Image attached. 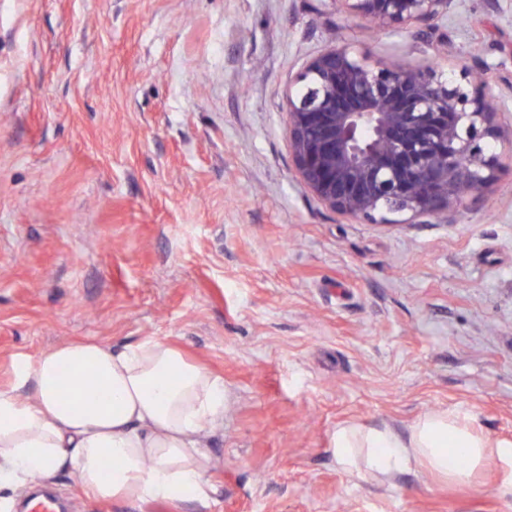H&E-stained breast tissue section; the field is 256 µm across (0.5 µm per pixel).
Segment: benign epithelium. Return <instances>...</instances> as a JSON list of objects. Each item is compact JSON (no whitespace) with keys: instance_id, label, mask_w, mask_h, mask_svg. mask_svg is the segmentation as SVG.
<instances>
[{"instance_id":"1","label":"benign epithelium","mask_w":512,"mask_h":512,"mask_svg":"<svg viewBox=\"0 0 512 512\" xmlns=\"http://www.w3.org/2000/svg\"><path fill=\"white\" fill-rule=\"evenodd\" d=\"M378 32L448 16L453 0H330ZM463 67L372 63L341 37L304 63L286 96L288 141L309 191L364 224L426 222L495 178L491 141L509 135L499 94Z\"/></svg>"}]
</instances>
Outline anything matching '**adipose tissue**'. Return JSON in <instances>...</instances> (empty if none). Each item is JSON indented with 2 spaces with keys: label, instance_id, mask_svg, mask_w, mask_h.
<instances>
[{
  "label": "adipose tissue",
  "instance_id": "obj_1",
  "mask_svg": "<svg viewBox=\"0 0 512 512\" xmlns=\"http://www.w3.org/2000/svg\"><path fill=\"white\" fill-rule=\"evenodd\" d=\"M224 404L223 377L171 343L58 345L19 361L12 383L0 388V484L73 470L104 502L207 501L210 457L198 436L223 422ZM334 445L338 468L350 475L420 467L460 486L477 468L512 460V442H492L445 411L420 416L404 433L345 423Z\"/></svg>",
  "mask_w": 512,
  "mask_h": 512
}]
</instances>
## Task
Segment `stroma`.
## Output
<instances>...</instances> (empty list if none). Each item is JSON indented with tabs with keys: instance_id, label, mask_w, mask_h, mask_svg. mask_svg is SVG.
Masks as SVG:
<instances>
[{
	"instance_id": "1",
	"label": "stroma",
	"mask_w": 512,
	"mask_h": 512,
	"mask_svg": "<svg viewBox=\"0 0 512 512\" xmlns=\"http://www.w3.org/2000/svg\"><path fill=\"white\" fill-rule=\"evenodd\" d=\"M370 60L479 59L512 125V0L376 33L329 0H0V387L18 359L167 340L223 376L207 504L69 512H512V461L461 487L341 472L338 425L448 410L512 440V143L432 223L359 224L303 185L297 69L334 31Z\"/></svg>"
}]
</instances>
